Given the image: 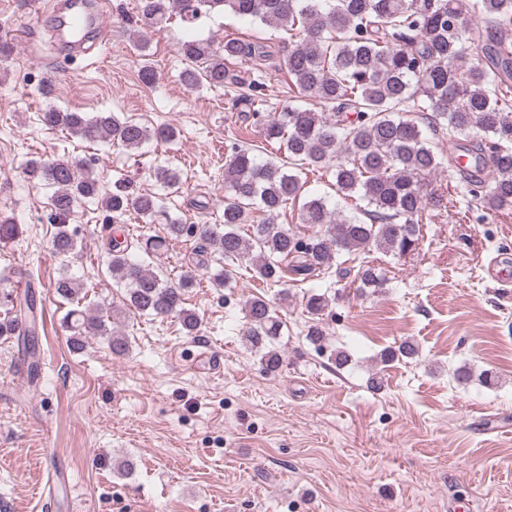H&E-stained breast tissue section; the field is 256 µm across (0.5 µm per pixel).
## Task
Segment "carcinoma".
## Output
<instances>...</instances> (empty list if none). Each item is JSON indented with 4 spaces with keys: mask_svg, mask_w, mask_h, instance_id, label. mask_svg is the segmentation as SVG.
Returning <instances> with one entry per match:
<instances>
[{
    "mask_svg": "<svg viewBox=\"0 0 512 512\" xmlns=\"http://www.w3.org/2000/svg\"><path fill=\"white\" fill-rule=\"evenodd\" d=\"M175 11L190 25L214 12H230L287 31L282 69L302 95L319 101L321 110L286 106L271 115L253 108L263 100L266 83L258 77L241 80L229 64L246 57L257 67L264 65L270 56L266 42L226 37L216 46L189 37L177 46L189 62L182 72L186 85L204 80L241 89L236 102L250 108L245 118L253 119L261 138L279 152L277 159L259 161L254 148L237 145L225 155L223 223L185 224L168 215L160 197L120 185L109 189L69 158L24 168L28 178L53 189L52 246L59 255L77 250L67 221L82 199L97 201L110 223L132 210L146 224L164 221L165 235L147 237L139 256L116 238L109 243L107 269L125 289L129 309L171 316L186 334L198 332L200 320L184 299L196 286L195 277L173 283L150 268V259L168 238L204 243L213 259L199 265L218 288L230 287L234 272L243 267L267 284H278L288 273L334 272L340 279L354 276L361 294L382 292L389 281L382 265L363 260L353 274L342 258L373 251L400 258L419 248L424 211L441 202L428 187L444 165L428 131L448 135L449 146L474 159V167L458 168L457 188L470 201L491 211L512 206V0H140L133 34L164 27ZM469 13L481 24H471ZM40 120L129 151L178 135L172 124L150 129L114 112L90 117L50 108ZM310 167L331 171L338 194L358 196L364 202L358 214L339 216L322 199L309 197L299 224L277 223L280 210L301 197L302 174ZM154 176L168 188L181 183L175 168L161 166ZM255 212L264 217L251 220ZM54 290L75 305L64 318L73 348H83V336L92 332L106 337L113 355H126L128 337L80 308L76 281L61 278ZM5 299L11 308L0 319V336H17L36 373L40 350L34 284L25 280ZM332 303L326 293L306 298L311 315L306 337L319 349L324 339L320 316ZM245 319L246 345L266 371H278L282 357L276 343L284 322L277 309L265 297L254 296L245 304ZM418 356V346L404 340L382 350L379 364Z\"/></svg>",
    "mask_w": 512,
    "mask_h": 512,
    "instance_id": "carcinoma-1",
    "label": "carcinoma"
}]
</instances>
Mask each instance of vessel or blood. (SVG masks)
I'll use <instances>...</instances> for the list:
<instances>
[{"label":"vessel or blood","mask_w":512,"mask_h":512,"mask_svg":"<svg viewBox=\"0 0 512 512\" xmlns=\"http://www.w3.org/2000/svg\"><path fill=\"white\" fill-rule=\"evenodd\" d=\"M106 11L101 0H58L49 26L59 43L73 52L86 51L94 33L103 32Z\"/></svg>","instance_id":"obj_1"}]
</instances>
